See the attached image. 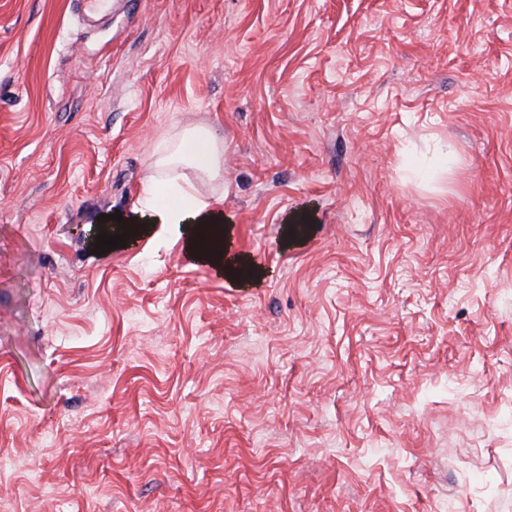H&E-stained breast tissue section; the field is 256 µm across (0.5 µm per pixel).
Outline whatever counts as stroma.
I'll return each mask as SVG.
<instances>
[{
  "instance_id": "stroma-1",
  "label": "stroma",
  "mask_w": 512,
  "mask_h": 512,
  "mask_svg": "<svg viewBox=\"0 0 512 512\" xmlns=\"http://www.w3.org/2000/svg\"><path fill=\"white\" fill-rule=\"evenodd\" d=\"M224 140L231 252L134 220ZM0 512H512V0H0Z\"/></svg>"
}]
</instances>
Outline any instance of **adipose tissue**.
Returning a JSON list of instances; mask_svg holds the SVG:
<instances>
[{
	"label": "adipose tissue",
	"instance_id": "ef3b65f1",
	"mask_svg": "<svg viewBox=\"0 0 512 512\" xmlns=\"http://www.w3.org/2000/svg\"><path fill=\"white\" fill-rule=\"evenodd\" d=\"M223 157L224 143L213 130H190L172 153L158 159L164 175L147 182L138 209L139 229L147 230L154 224L176 227L187 256L220 275L230 272L236 260L206 247L203 236L205 228L222 226L224 213L200 197L193 181L182 175L181 169L186 166L197 176L218 179L223 173Z\"/></svg>",
	"mask_w": 512,
	"mask_h": 512
}]
</instances>
